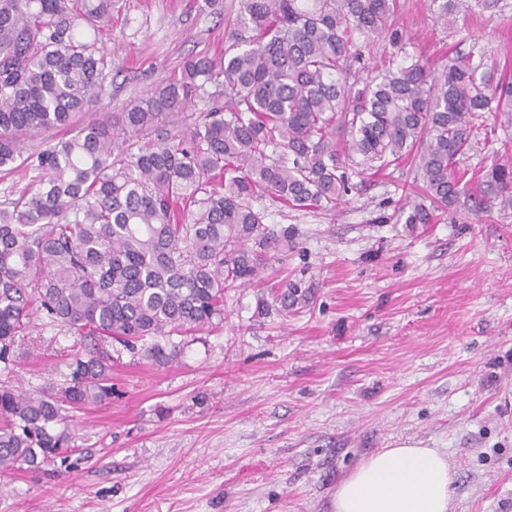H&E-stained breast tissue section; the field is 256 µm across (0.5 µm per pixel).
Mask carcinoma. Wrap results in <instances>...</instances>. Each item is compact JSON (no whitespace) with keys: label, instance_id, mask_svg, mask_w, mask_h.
Segmentation results:
<instances>
[{"label":"carcinoma","instance_id":"cac0c4a2","mask_svg":"<svg viewBox=\"0 0 512 512\" xmlns=\"http://www.w3.org/2000/svg\"><path fill=\"white\" fill-rule=\"evenodd\" d=\"M459 2L429 7L454 25ZM116 5L0 0V171L38 184L0 202V362H17L35 316L75 335L62 383L0 384V474L68 461L70 411L112 401L114 344L171 363L170 336L221 324L224 289L288 255L290 232L265 222L257 193L331 211L351 178L407 162L428 200L407 224L459 202L512 210L511 161L483 169L476 193L458 167L476 120L512 114V77L471 52L367 71L358 43L391 30L396 0H240L224 56L189 58L125 111L79 123L112 72L88 32ZM197 99L206 111H190ZM304 297L281 285L283 311Z\"/></svg>","mask_w":512,"mask_h":512}]
</instances>
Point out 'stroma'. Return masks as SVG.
Instances as JSON below:
<instances>
[{
  "label": "stroma",
  "mask_w": 512,
  "mask_h": 512,
  "mask_svg": "<svg viewBox=\"0 0 512 512\" xmlns=\"http://www.w3.org/2000/svg\"><path fill=\"white\" fill-rule=\"evenodd\" d=\"M464 28L429 0H399L406 52L441 66L478 47L512 72V0H466ZM239 0H119L98 31L115 74L83 114L122 112L183 61L231 43ZM459 165L512 159V125L485 114ZM410 167L353 183L331 212L270 195L257 209L294 227L296 247L260 280L224 291V324L176 360L121 351L110 403L76 412L78 465L0 475V512H333L361 460L414 445L448 457L450 512H512V211L439 209L410 228ZM302 281L306 302L258 312ZM71 333L41 325L0 384L56 378Z\"/></svg>",
  "instance_id": "obj_1"
}]
</instances>
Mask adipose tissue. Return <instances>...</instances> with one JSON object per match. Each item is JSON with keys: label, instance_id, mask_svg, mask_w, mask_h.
Segmentation results:
<instances>
[{"label": "adipose tissue", "instance_id": "ef3b65f1", "mask_svg": "<svg viewBox=\"0 0 512 512\" xmlns=\"http://www.w3.org/2000/svg\"><path fill=\"white\" fill-rule=\"evenodd\" d=\"M455 472L433 448L400 445L362 460L333 498V512H448Z\"/></svg>", "mask_w": 512, "mask_h": 512}]
</instances>
